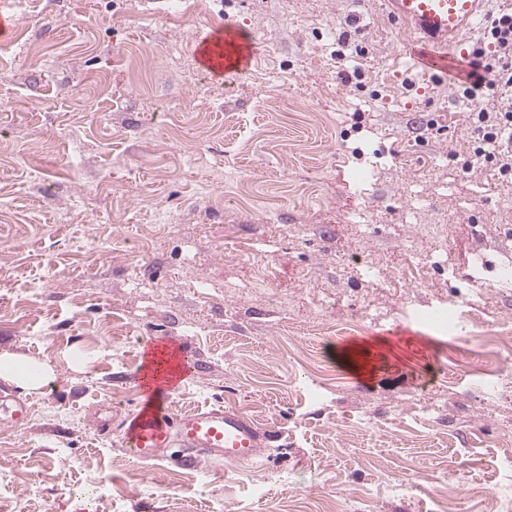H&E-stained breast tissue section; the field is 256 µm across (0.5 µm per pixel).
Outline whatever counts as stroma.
I'll use <instances>...</instances> for the list:
<instances>
[{"mask_svg": "<svg viewBox=\"0 0 512 512\" xmlns=\"http://www.w3.org/2000/svg\"><path fill=\"white\" fill-rule=\"evenodd\" d=\"M384 2L19 0L0 45V352L50 376L22 392L27 424L0 422L10 512L512 499V396L448 362L512 330V289L489 291L512 264V176L475 157L471 128L500 102L420 78ZM227 23L257 44L237 82L194 50ZM434 240L442 263L408 279L396 255ZM151 336L198 364L174 409L242 412L271 435L258 461L125 455Z\"/></svg>", "mask_w": 512, "mask_h": 512, "instance_id": "1", "label": "stroma"}]
</instances>
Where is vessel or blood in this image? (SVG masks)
Instances as JSON below:
<instances>
[{
	"label": "vessel or blood",
	"mask_w": 512,
	"mask_h": 512,
	"mask_svg": "<svg viewBox=\"0 0 512 512\" xmlns=\"http://www.w3.org/2000/svg\"><path fill=\"white\" fill-rule=\"evenodd\" d=\"M386 4L391 16L416 34L405 53L414 70L443 78L467 75L463 57L452 49L482 20L484 0H386ZM194 47L205 69L228 81L245 76L256 54L253 39L229 25L198 35ZM143 350L156 353L157 363L151 370L136 372L141 407L121 423L122 444L133 460H167L176 450L185 462L248 461L260 455L269 434L239 411L205 406L173 412L170 396L174 386H166L165 381L171 377L174 385H181L194 375L196 365L188 344L152 337L145 340ZM29 413L26 399L14 396L0 401V419L5 422L22 424Z\"/></svg>",
	"instance_id": "1"
}]
</instances>
